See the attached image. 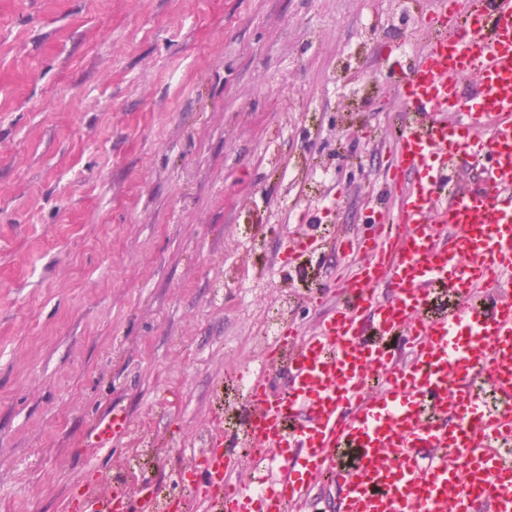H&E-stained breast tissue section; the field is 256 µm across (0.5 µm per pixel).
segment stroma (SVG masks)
Returning <instances> with one entry per match:
<instances>
[{
	"mask_svg": "<svg viewBox=\"0 0 512 512\" xmlns=\"http://www.w3.org/2000/svg\"><path fill=\"white\" fill-rule=\"evenodd\" d=\"M438 0H0V512L169 489L259 320L353 285ZM326 171L309 192L301 185ZM325 244L285 258L294 243ZM124 408L112 450L89 428Z\"/></svg>",
	"mask_w": 512,
	"mask_h": 512,
	"instance_id": "35a3bbf8",
	"label": "stroma"
}]
</instances>
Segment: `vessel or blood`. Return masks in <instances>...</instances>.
Listing matches in <instances>:
<instances>
[{"instance_id": "vessel-or-blood-1", "label": "vessel or blood", "mask_w": 512, "mask_h": 512, "mask_svg": "<svg viewBox=\"0 0 512 512\" xmlns=\"http://www.w3.org/2000/svg\"><path fill=\"white\" fill-rule=\"evenodd\" d=\"M433 21L398 86L414 119L385 168L386 185L416 182L397 208L383 195L372 206L351 298L312 335L268 345L288 389L248 377L253 486L230 481L238 455L216 432L171 512H289L326 479L339 512H512V457L499 448L512 440V0ZM474 71L464 111L458 89ZM461 165L478 168L481 189L453 184ZM130 429L115 407L90 437L108 450ZM124 498L87 483L70 508L128 512Z\"/></svg>"}]
</instances>
